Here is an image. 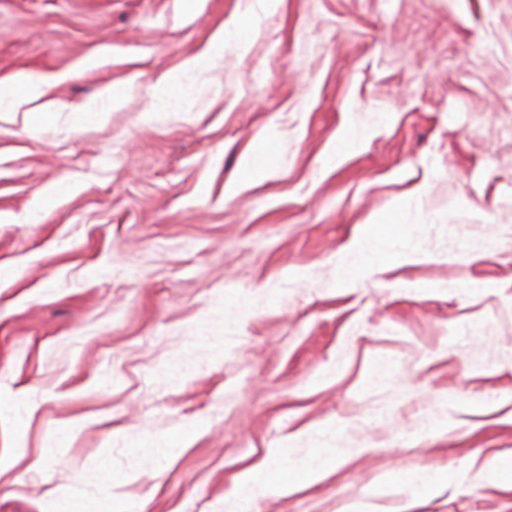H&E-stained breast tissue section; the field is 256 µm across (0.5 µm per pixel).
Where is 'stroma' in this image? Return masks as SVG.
<instances>
[{
  "instance_id": "1",
  "label": "stroma",
  "mask_w": 512,
  "mask_h": 512,
  "mask_svg": "<svg viewBox=\"0 0 512 512\" xmlns=\"http://www.w3.org/2000/svg\"><path fill=\"white\" fill-rule=\"evenodd\" d=\"M255 7L0 0V80L122 94L101 120L0 108V512H58L92 464L132 470L130 436L194 424L114 496L221 512L243 469L336 420L370 453L260 512H342L409 464L458 472L409 512H512L471 479L512 456V0H281L166 111L158 79ZM395 235L414 262L338 266ZM226 307L243 317L219 352L196 329ZM183 354L199 367L169 383Z\"/></svg>"
}]
</instances>
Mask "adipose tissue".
<instances>
[{
	"label": "adipose tissue",
	"mask_w": 512,
	"mask_h": 512,
	"mask_svg": "<svg viewBox=\"0 0 512 512\" xmlns=\"http://www.w3.org/2000/svg\"><path fill=\"white\" fill-rule=\"evenodd\" d=\"M253 31L252 19L241 17L193 60V68L206 67L228 46L234 47L239 53H248ZM48 88L47 82L35 77H20L8 84L0 83V103H12L21 96L30 101H41V113L45 116L70 111L78 116L90 114L102 118L119 101L118 94L109 92L75 106L48 99ZM375 253L392 256L405 263L411 262L416 256L415 248L407 240L366 239L341 252L338 262L346 270L361 271L367 268L370 256ZM340 429V424L336 423L317 430L313 448L298 457L292 456L287 447L270 449L265 464L246 470L235 479L232 488L224 495L223 512H258L259 504L269 498L283 495L297 485H312L321 481L349 456L348 449L332 445ZM453 477V472L448 468L430 465L412 464L390 470L365 490L362 500L348 504L345 512H381L378 499L391 495L403 496L412 505L447 487Z\"/></svg>",
	"instance_id": "obj_1"
}]
</instances>
